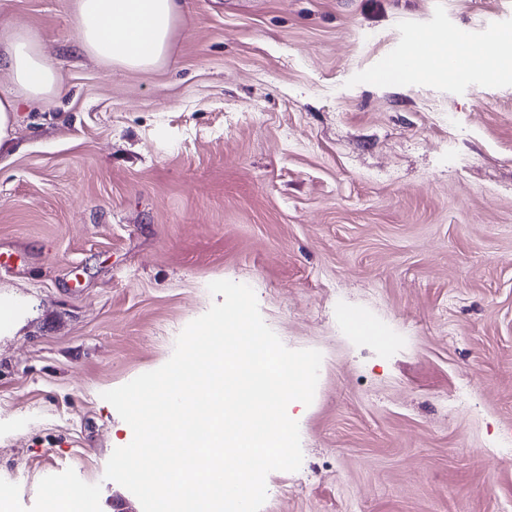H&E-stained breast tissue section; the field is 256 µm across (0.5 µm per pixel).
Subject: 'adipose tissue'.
Here are the masks:
<instances>
[{
  "label": "adipose tissue",
  "mask_w": 512,
  "mask_h": 512,
  "mask_svg": "<svg viewBox=\"0 0 512 512\" xmlns=\"http://www.w3.org/2000/svg\"><path fill=\"white\" fill-rule=\"evenodd\" d=\"M180 11V0H76L79 42L107 64L147 69L163 61ZM15 87L0 93V150L15 129L20 98L47 102L62 92L46 49L25 33H15L5 50Z\"/></svg>",
  "instance_id": "ef3b65f1"
}]
</instances>
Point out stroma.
<instances>
[{
	"label": "stroma",
	"instance_id": "obj_1",
	"mask_svg": "<svg viewBox=\"0 0 512 512\" xmlns=\"http://www.w3.org/2000/svg\"><path fill=\"white\" fill-rule=\"evenodd\" d=\"M76 0H0L63 87L0 155V486L8 512H141L105 479L102 397L253 288L290 349L303 462L261 512H512V75L379 79L406 28L512 29V0H182L172 52L88 56ZM360 314L364 325L349 320Z\"/></svg>",
	"mask_w": 512,
	"mask_h": 512
}]
</instances>
